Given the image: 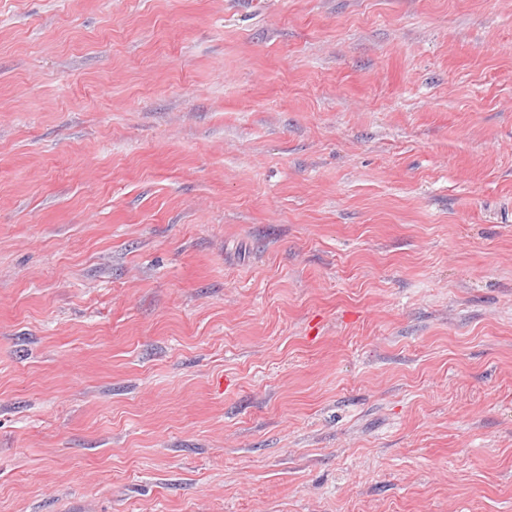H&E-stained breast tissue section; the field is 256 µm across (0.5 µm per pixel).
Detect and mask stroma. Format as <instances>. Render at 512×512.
<instances>
[{"instance_id":"stroma-1","label":"stroma","mask_w":512,"mask_h":512,"mask_svg":"<svg viewBox=\"0 0 512 512\" xmlns=\"http://www.w3.org/2000/svg\"><path fill=\"white\" fill-rule=\"evenodd\" d=\"M0 512H512V0H0Z\"/></svg>"}]
</instances>
